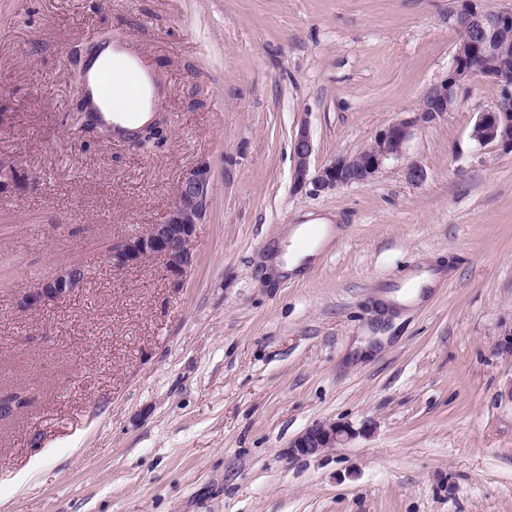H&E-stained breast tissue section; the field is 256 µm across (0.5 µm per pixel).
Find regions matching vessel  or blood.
Wrapping results in <instances>:
<instances>
[{
  "label": "vessel or blood",
  "instance_id": "obj_1",
  "mask_svg": "<svg viewBox=\"0 0 512 512\" xmlns=\"http://www.w3.org/2000/svg\"><path fill=\"white\" fill-rule=\"evenodd\" d=\"M86 99L111 101V112L92 111V119L110 135L111 141L131 143L154 121L162 106L164 88L128 41L112 43L111 62L86 67Z\"/></svg>",
  "mask_w": 512,
  "mask_h": 512
}]
</instances>
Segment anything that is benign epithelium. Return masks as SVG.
Returning a JSON list of instances; mask_svg holds the SVG:
<instances>
[{
    "instance_id": "7a95c632",
    "label": "benign epithelium",
    "mask_w": 512,
    "mask_h": 512,
    "mask_svg": "<svg viewBox=\"0 0 512 512\" xmlns=\"http://www.w3.org/2000/svg\"><path fill=\"white\" fill-rule=\"evenodd\" d=\"M458 3L463 37L459 48L454 50L447 77L423 92L421 110L412 117L396 119L365 148L354 155L336 158L314 174L310 172L312 138L307 125H301L292 142L295 189L316 195L370 182L388 161L403 155L420 123L438 112L448 111V103L458 101L460 91L482 77L493 79L500 86L501 95L491 110L478 116L470 138L479 147L491 144L512 152V78L498 69V49L486 37L490 27L512 28V8L490 20L483 12L481 0H458ZM211 188L210 166L199 161L182 177L174 201L160 223L148 224L141 231L112 243L107 259L113 270L159 259L170 274L186 275L193 267L196 227L203 219ZM84 277L81 265L65 264L30 287L22 295L21 306L41 307L61 299L79 287ZM355 436L356 430L349 425L323 422L309 427L290 441L288 447L301 455H311L340 448Z\"/></svg>"
}]
</instances>
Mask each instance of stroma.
Returning <instances> with one entry per match:
<instances>
[{
    "label": "stroma",
    "mask_w": 512,
    "mask_h": 512,
    "mask_svg": "<svg viewBox=\"0 0 512 512\" xmlns=\"http://www.w3.org/2000/svg\"><path fill=\"white\" fill-rule=\"evenodd\" d=\"M457 0H0V512H512V155L470 138L481 78L369 183L295 191L452 64ZM124 38L166 87L164 138L76 121L87 47ZM211 167L196 261L113 270ZM426 172L409 182L408 165ZM323 219L302 276L271 254ZM84 284L22 294L61 264ZM358 429L299 455L319 422ZM85 277L84 269L76 263H68L55 269L26 291L21 298L23 308L45 306L61 299L78 288Z\"/></svg>",
    "instance_id": "35a3bbf8"
}]
</instances>
